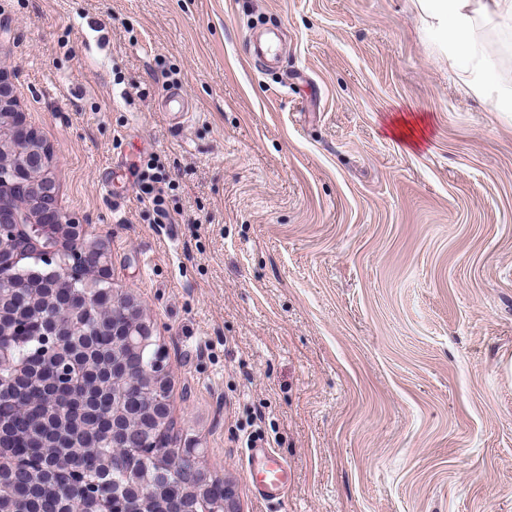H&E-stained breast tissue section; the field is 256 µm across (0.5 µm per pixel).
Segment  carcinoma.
I'll use <instances>...</instances> for the list:
<instances>
[{"mask_svg": "<svg viewBox=\"0 0 512 512\" xmlns=\"http://www.w3.org/2000/svg\"><path fill=\"white\" fill-rule=\"evenodd\" d=\"M70 285L55 287L42 266L21 264L23 283L4 307L0 344L13 348L18 368H0V512H70V501L98 484L94 512H203L195 478L199 463L172 447L170 429L158 432L140 393L124 385L129 350L112 335V320L135 318L110 297H92L110 285L95 280L81 256L68 253ZM85 318L73 335L58 337L53 356L37 339L55 328L49 304ZM76 366L78 390L58 384L57 367ZM124 429L112 447V423Z\"/></svg>", "mask_w": 512, "mask_h": 512, "instance_id": "cac0c4a2", "label": "carcinoma"}]
</instances>
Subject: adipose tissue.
I'll use <instances>...</instances> for the list:
<instances>
[{"instance_id": "1", "label": "adipose tissue", "mask_w": 512, "mask_h": 512, "mask_svg": "<svg viewBox=\"0 0 512 512\" xmlns=\"http://www.w3.org/2000/svg\"><path fill=\"white\" fill-rule=\"evenodd\" d=\"M425 22L447 47L448 57L468 72L473 88L490 77L491 66L475 38L479 14L512 17V0H486L483 11L472 9V0H417Z\"/></svg>"}]
</instances>
